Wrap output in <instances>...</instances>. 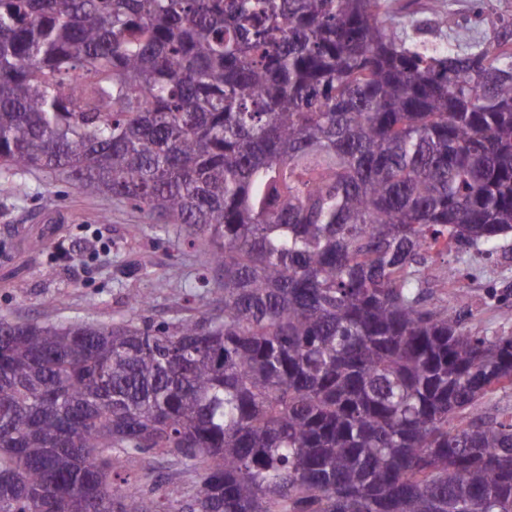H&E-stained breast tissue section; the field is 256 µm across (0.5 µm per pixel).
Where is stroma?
<instances>
[{
	"mask_svg": "<svg viewBox=\"0 0 512 512\" xmlns=\"http://www.w3.org/2000/svg\"><path fill=\"white\" fill-rule=\"evenodd\" d=\"M473 0H387L394 21L429 23L434 14L458 19L441 39L468 48L490 33L475 24ZM464 275L448 284L435 265L430 285L449 304L465 301L471 331L512 333V236L497 254L466 257ZM218 283L202 244H188L172 224H157L108 196L87 197L71 184L36 170L0 175V317L14 321H93L138 316L153 325L211 311ZM149 306L133 312L128 297ZM137 473L160 479L164 492H194L195 472L177 461L148 457L130 462Z\"/></svg>",
	"mask_w": 512,
	"mask_h": 512,
	"instance_id": "35a3bbf8",
	"label": "stroma"
}]
</instances>
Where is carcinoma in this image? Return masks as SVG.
<instances>
[{"label": "carcinoma", "instance_id": "cac0c4a2", "mask_svg": "<svg viewBox=\"0 0 512 512\" xmlns=\"http://www.w3.org/2000/svg\"><path fill=\"white\" fill-rule=\"evenodd\" d=\"M381 8L0 0V174L176 224L220 283L159 328L0 318V512H512V334L429 287L512 234V19L461 52ZM137 473H146L150 479H161L163 492L193 493L198 485L195 472L187 469L174 459L164 457H146L127 464Z\"/></svg>", "mask_w": 512, "mask_h": 512}]
</instances>
